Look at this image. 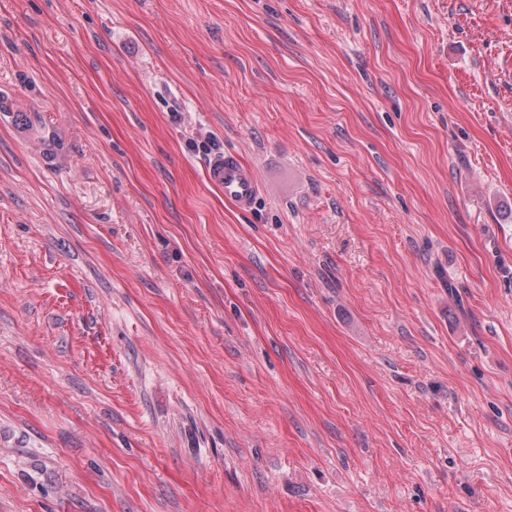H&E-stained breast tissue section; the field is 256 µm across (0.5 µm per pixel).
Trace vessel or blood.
I'll list each match as a JSON object with an SVG mask.
<instances>
[{"instance_id":"obj_1","label":"vessel or blood","mask_w":512,"mask_h":512,"mask_svg":"<svg viewBox=\"0 0 512 512\" xmlns=\"http://www.w3.org/2000/svg\"><path fill=\"white\" fill-rule=\"evenodd\" d=\"M208 182L223 192L243 212L250 211L259 193L255 170L243 163L238 154L227 152L210 160L206 168Z\"/></svg>"}]
</instances>
